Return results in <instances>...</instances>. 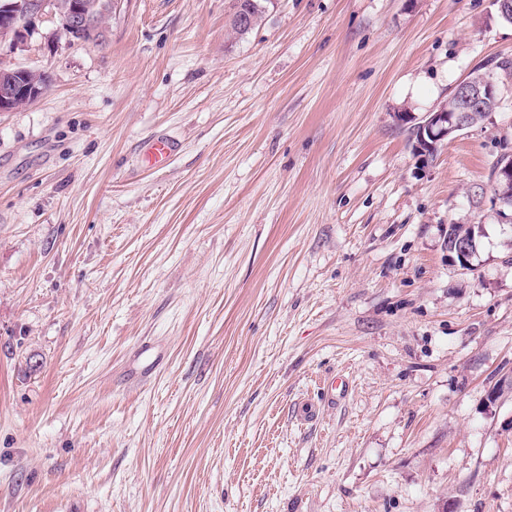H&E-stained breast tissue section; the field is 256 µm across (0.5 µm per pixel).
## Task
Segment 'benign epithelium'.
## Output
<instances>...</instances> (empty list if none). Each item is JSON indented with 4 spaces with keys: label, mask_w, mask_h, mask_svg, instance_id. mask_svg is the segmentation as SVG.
Returning a JSON list of instances; mask_svg holds the SVG:
<instances>
[{
    "label": "benign epithelium",
    "mask_w": 512,
    "mask_h": 512,
    "mask_svg": "<svg viewBox=\"0 0 512 512\" xmlns=\"http://www.w3.org/2000/svg\"><path fill=\"white\" fill-rule=\"evenodd\" d=\"M121 0H0V43L16 49L25 42L37 19L50 16L70 44L105 41V20ZM48 77L40 72L18 68L0 71V112L23 109L45 93ZM453 104L411 117L417 153L434 152L445 141L475 124V113L488 102L499 99L498 85L483 74L466 76L451 91ZM496 179L500 186L494 204L506 209L512 204L507 189L512 187V164L499 165Z\"/></svg>",
    "instance_id": "1"
}]
</instances>
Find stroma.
<instances>
[{
  "instance_id": "obj_1",
  "label": "stroma",
  "mask_w": 512,
  "mask_h": 512,
  "mask_svg": "<svg viewBox=\"0 0 512 512\" xmlns=\"http://www.w3.org/2000/svg\"><path fill=\"white\" fill-rule=\"evenodd\" d=\"M234 2L0 47L50 78L0 112V512H512V393L486 401L512 374V75L432 161L396 120L512 60V24L269 0L238 36ZM452 224L480 227L469 268ZM174 151V144L166 138H155L147 145L146 156L151 167L164 168ZM509 159H512L511 155L503 154L497 160V162L492 170V173H491L492 183H493V177L495 174V169H496L497 163H499L501 161L506 162ZM503 162L499 165L497 172H496V179L500 183V186L496 189V192L494 193V195L492 197L494 204L499 205V207L501 208L500 211H502V212H504L506 207H508L510 205V200L508 198V192H506V190L508 188H510V190H511V187H512V164L510 162H506V163H503Z\"/></svg>"
}]
</instances>
